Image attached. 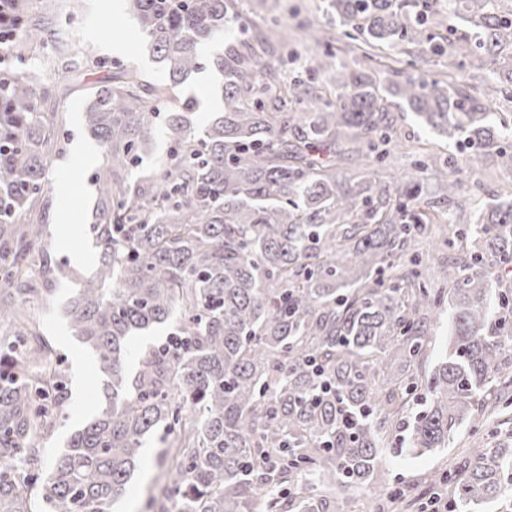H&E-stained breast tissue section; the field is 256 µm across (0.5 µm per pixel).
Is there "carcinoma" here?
<instances>
[{"mask_svg":"<svg viewBox=\"0 0 512 512\" xmlns=\"http://www.w3.org/2000/svg\"><path fill=\"white\" fill-rule=\"evenodd\" d=\"M154 61L100 81L84 112L104 158L94 177L99 264L66 308L74 334L103 375L105 407L75 431L40 483L43 512H112L157 428L159 466L171 480L147 489L146 512H338L336 488L374 479L393 429L409 420L412 456L448 447L466 423L512 406V189L458 235L440 288L426 286L416 244L467 206L450 157L417 162L406 177L357 179L341 171L345 144L389 159L388 97L425 128L467 149V159L512 170V130L494 105L512 85V10L502 0H327L363 44L407 42L421 53L484 55L491 77L473 95L441 80L401 75L385 88L346 72L332 98L285 83L273 62L282 25L229 42L209 63L223 111L196 131L184 84L204 69L199 46L236 21V0H127ZM459 20L445 43L428 34ZM16 47L47 45L54 19L20 0ZM40 71H0V512H32L23 473L40 467L31 444L69 397L24 304L44 297L28 255L45 245L37 206L48 190L56 113ZM167 161L135 172L155 119ZM304 113L299 122L285 112ZM446 174L442 206L421 203L427 172ZM448 296L449 349L422 372L426 320ZM174 325L159 344L135 336ZM427 405L411 413L420 377ZM454 512L512 499V448L481 451L448 491Z\"/></svg>","mask_w":512,"mask_h":512,"instance_id":"carcinoma-1","label":"carcinoma"}]
</instances>
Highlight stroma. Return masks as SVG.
<instances>
[{
	"mask_svg": "<svg viewBox=\"0 0 512 512\" xmlns=\"http://www.w3.org/2000/svg\"><path fill=\"white\" fill-rule=\"evenodd\" d=\"M240 17L234 35L248 39L256 35L262 20L275 18L284 26L288 42L276 54V61L283 80H299L307 89L317 94L329 93L324 80L321 63L326 54L352 68H368L377 83H386L392 70L402 69L410 74H421L425 78H442L445 68L442 59L426 56L417 48L402 46L382 47L374 50L372 59L362 57L358 42L348 35L335 15L326 10V0H238ZM43 5L57 20L56 28L64 51L55 46H46L39 60L14 59V71L40 68L43 73L70 82L69 69L73 61L79 60L83 51L93 49L100 64L83 83L72 85L62 98L51 99L43 104L46 112L58 113L62 126L56 136V150L49 159V187L45 197L43 222L47 226V249L53 267L61 268L64 279L54 285L49 299L36 300L28 304L27 310L38 323L41 336L49 342L51 359L65 372V382L72 395L56 425L38 431L33 441L42 450L44 466H51L70 434L93 415L100 406L101 376L95 361L79 344L61 313V307L78 288L83 277L92 273L96 261L88 237V229L94 221L95 187L91 182L93 173L103 162L101 153L92 158L76 155L75 141H87L83 128V110L90 97V84L111 74L119 63L140 68L151 79L160 78L161 73L154 62L144 53L137 21L125 7L117 6L116 0H43ZM333 29L332 45H324L311 39L312 29ZM126 42L122 52L107 50L109 42ZM399 131L397 145L393 150L395 165L399 170H408L415 162L455 154L454 144L436 132L421 127L412 113L396 115ZM463 187L473 209L461 216L464 224L472 223L473 211L491 201L500 186L511 183L512 172L488 162L475 170H464L461 174ZM499 429L490 432L483 427L472 431L464 427L455 436L449 448L421 457L401 455L382 459L381 469L387 470L389 481H375L361 486L340 487L336 501L340 512H363V505L372 497L381 494L386 484L406 489L407 504L399 512H422L417 498L419 486L425 473L458 466L481 449L498 445L500 436L512 433V407L499 413Z\"/></svg>",
	"mask_w": 512,
	"mask_h": 512,
	"instance_id": "stroma-1",
	"label": "stroma"
}]
</instances>
